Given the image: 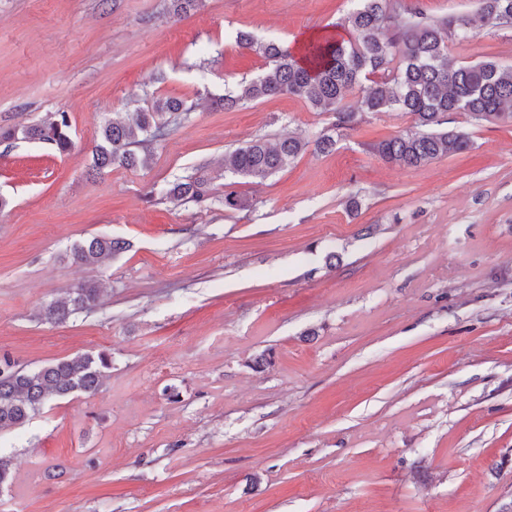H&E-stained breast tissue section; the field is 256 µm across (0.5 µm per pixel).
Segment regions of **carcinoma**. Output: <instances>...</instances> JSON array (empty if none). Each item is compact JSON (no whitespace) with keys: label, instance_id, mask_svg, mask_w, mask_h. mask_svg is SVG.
<instances>
[{"label":"carcinoma","instance_id":"obj_1","mask_svg":"<svg viewBox=\"0 0 512 512\" xmlns=\"http://www.w3.org/2000/svg\"><path fill=\"white\" fill-rule=\"evenodd\" d=\"M201 0H166L168 14L180 16L196 9ZM357 6L339 27L348 37L327 34L295 55L273 40L260 41L244 30L235 34L239 48L264 59L263 72L224 93V110L280 95H293L311 108L331 116V122L313 141L285 135L275 142L261 136L236 147L224 158L235 177L264 181L288 168L309 147L319 153L336 150L339 138L353 131L366 114L403 112L414 129L368 145L371 153L403 167H420L472 145L464 128L446 129L448 115L463 113L472 121L512 122V67L493 59L453 64L451 44L470 42L481 31L512 26V0H472L471 14L428 19L403 6L400 0H356ZM359 90L355 105L348 96ZM191 111L180 98H154L152 105L106 122L92 147L90 175L101 176L118 164L127 169L148 164L154 145L164 140ZM38 140L59 153L73 145L66 112L16 129L0 128V143ZM173 200L209 207L216 200L210 182L187 177L169 185ZM120 239L94 236L76 244L73 260L101 267L125 250ZM99 288L87 281L70 289L67 297L40 310L41 319L62 323L71 315L93 308ZM112 365L106 355L84 354L48 365L23 369L9 354L0 355V432L24 425L52 400L74 393L93 395Z\"/></svg>","mask_w":512,"mask_h":512}]
</instances>
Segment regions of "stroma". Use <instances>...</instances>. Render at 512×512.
<instances>
[{
  "label": "stroma",
  "mask_w": 512,
  "mask_h": 512,
  "mask_svg": "<svg viewBox=\"0 0 512 512\" xmlns=\"http://www.w3.org/2000/svg\"><path fill=\"white\" fill-rule=\"evenodd\" d=\"M353 0H0V126L67 112L73 147L0 143V354L33 369L112 357L96 394L0 433V512H504L512 506V123L470 121L473 146L417 168L370 143L411 117L367 115L333 153L306 152L247 210L164 198L257 135L329 123L279 96L227 111L257 77L236 31L289 45ZM452 62L512 65V28ZM194 108L147 167L88 175L104 121L144 92ZM358 196L360 206L346 201ZM92 236L128 247L73 262ZM95 280L66 323L43 305Z\"/></svg>",
  "instance_id": "obj_1"
}]
</instances>
